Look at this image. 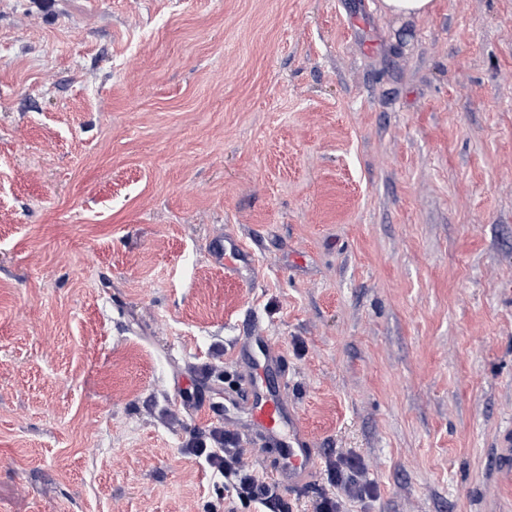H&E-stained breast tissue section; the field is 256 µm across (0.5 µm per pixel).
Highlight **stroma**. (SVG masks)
Here are the masks:
<instances>
[{"label":"stroma","instance_id":"obj_1","mask_svg":"<svg viewBox=\"0 0 512 512\" xmlns=\"http://www.w3.org/2000/svg\"><path fill=\"white\" fill-rule=\"evenodd\" d=\"M434 3L0 0V512H258L250 329L274 512H512V0ZM383 11L397 16H424L433 7V0H382ZM259 356L253 359L254 371L240 397L234 400L236 410L249 420L250 436L264 443H279L287 447L284 460L278 464L274 480L282 486L301 487L313 472L316 449L299 418L290 411L284 399L285 369L280 351L263 342ZM276 374L282 386H270ZM194 452L205 455L208 464L233 486L239 497L266 507L276 497V486L262 480L253 467L243 462L240 448H195ZM360 463L352 456H341L335 462H331L329 467L332 482L343 491V495H332L322 498L315 507V512H345L346 500L362 499L368 495V483L359 482L349 476L344 477L343 469L346 467L350 471L360 470Z\"/></svg>","mask_w":512,"mask_h":512}]
</instances>
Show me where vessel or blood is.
<instances>
[{
  "label": "vessel or blood",
  "mask_w": 512,
  "mask_h": 512,
  "mask_svg": "<svg viewBox=\"0 0 512 512\" xmlns=\"http://www.w3.org/2000/svg\"><path fill=\"white\" fill-rule=\"evenodd\" d=\"M253 364L250 382L234 406L248 418L253 437L286 446L287 454L277 466L275 481L282 486H303L314 470L316 450L301 421L290 411L282 387L270 384L271 376L285 374L281 354L271 343H263Z\"/></svg>",
  "instance_id": "1"
}]
</instances>
